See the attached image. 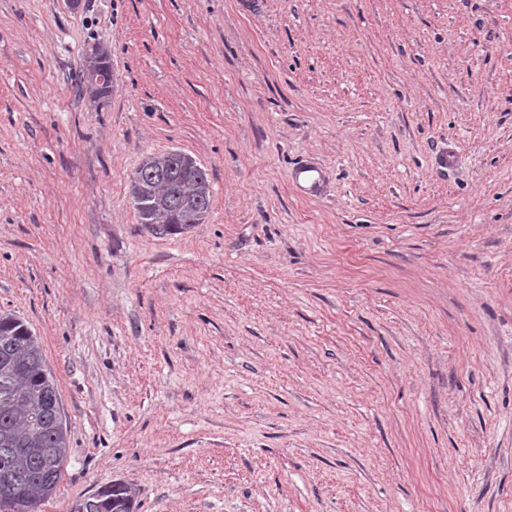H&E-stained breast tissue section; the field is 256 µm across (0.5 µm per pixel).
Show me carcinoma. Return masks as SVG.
Returning a JSON list of instances; mask_svg holds the SVG:
<instances>
[{
    "mask_svg": "<svg viewBox=\"0 0 512 512\" xmlns=\"http://www.w3.org/2000/svg\"><path fill=\"white\" fill-rule=\"evenodd\" d=\"M109 56L95 50L78 74V90L94 101L105 97L112 79ZM131 198L140 223L162 235L183 233L205 221L210 208L207 173H189L184 158L166 152L148 156L131 179ZM59 394L42 346L12 313L0 314V485L32 510L51 498L69 452L68 432L54 421ZM138 492L118 480L76 502L72 512H136Z\"/></svg>",
    "mask_w": 512,
    "mask_h": 512,
    "instance_id": "cac0c4a2",
    "label": "carcinoma"
}]
</instances>
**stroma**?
Wrapping results in <instances>:
<instances>
[{
    "label": "stroma",
    "instance_id": "35a3bbf8",
    "mask_svg": "<svg viewBox=\"0 0 512 512\" xmlns=\"http://www.w3.org/2000/svg\"><path fill=\"white\" fill-rule=\"evenodd\" d=\"M238 2L0 0V313L70 437L38 512H512V0ZM170 150L211 201L163 236ZM109 56L104 49H95L88 57L85 67L78 74V90L80 93L87 94L94 101L105 97L109 92L112 83V71L109 66ZM109 73V79L100 80L102 72ZM210 192L206 171L187 172L184 158L170 151L146 157L131 179L130 193L140 224H153V230L162 235L183 233L203 223ZM289 182L298 196L307 199L317 197L326 185L325 169L318 162L303 159L290 170ZM138 492L127 482L117 480L93 496L77 501L72 512H135Z\"/></svg>",
    "mask_w": 512,
    "mask_h": 512
}]
</instances>
